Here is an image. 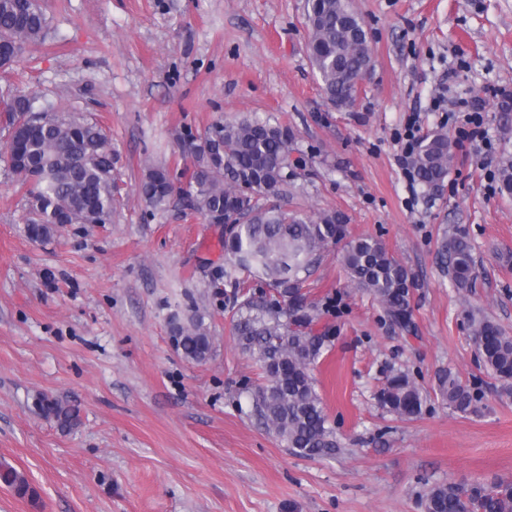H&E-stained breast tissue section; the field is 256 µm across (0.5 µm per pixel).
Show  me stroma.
Listing matches in <instances>:
<instances>
[{"label":"stroma","instance_id":"stroma-1","mask_svg":"<svg viewBox=\"0 0 512 512\" xmlns=\"http://www.w3.org/2000/svg\"><path fill=\"white\" fill-rule=\"evenodd\" d=\"M44 43L27 47L0 96L34 111L97 121L112 143L119 203L108 224L25 233L26 198L0 133V461L34 497L0 484V512H424L435 484L512 482V385L480 363L465 321L481 309L512 334V194L490 188L512 159V0H352L374 67L354 105L321 88L307 50L305 0H43ZM479 102L490 141L464 143L437 190L409 187L395 131L417 119L442 128L436 97ZM291 127L303 162L293 203L348 218L412 276L416 335L354 288L343 247L328 245L305 289L336 306L313 367L341 442L332 458L295 452L256 419L247 387L256 360L234 332L224 227L180 201L153 212L139 194L148 165L187 173L183 136L243 116ZM464 232L479 277L453 288L440 264L445 235ZM196 305L213 340L203 362L171 335ZM410 374L426 403L405 421L377 393L390 369ZM458 371L480 415L452 412L437 391ZM79 409L60 429L39 408Z\"/></svg>","mask_w":512,"mask_h":512}]
</instances>
